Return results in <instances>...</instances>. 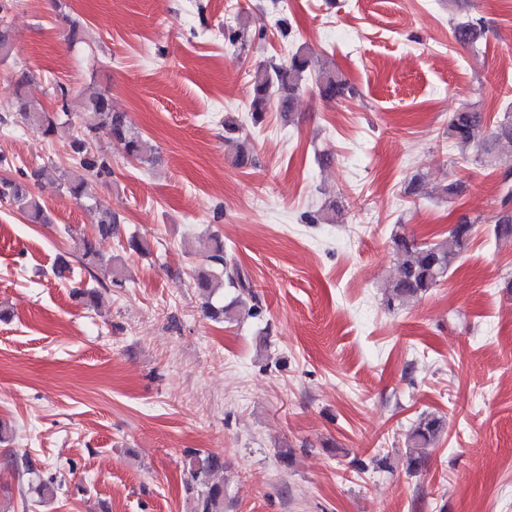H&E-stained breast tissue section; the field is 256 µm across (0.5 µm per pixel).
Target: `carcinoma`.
Instances as JSON below:
<instances>
[{
    "mask_svg": "<svg viewBox=\"0 0 512 512\" xmlns=\"http://www.w3.org/2000/svg\"><path fill=\"white\" fill-rule=\"evenodd\" d=\"M250 21L239 20L236 27L227 28L224 38L231 44L245 45ZM485 27L480 21L467 20L454 27V37L458 44L475 47L483 38ZM311 59L307 52L299 49L281 63L269 62L257 68L251 75L253 99L250 111L254 120H259L262 113L271 104H276L278 111H292L298 91L301 90L310 71ZM319 95L326 101L336 102L355 93V88L332 69H326L316 75ZM82 121L75 126L70 122L58 123L53 117L38 107L22 93H17L15 106L21 117L44 127V134L67 140L77 167L62 173L61 187L66 194L81 199L89 196L90 182H108L112 180V164L109 157L99 148L92 146L103 135L124 145L129 159L151 164L155 161L154 149L128 121L124 112L112 106V98L98 89L80 93ZM448 141L455 144L474 145L478 154L487 162L512 157V113L506 112L502 119L486 129L482 113L462 110L453 113L448 121ZM0 182V199L8 201L27 215L33 224H47L49 217L45 214L40 199L31 193L23 178ZM474 223L461 219L449 231L448 236L434 243L419 244L413 239L398 236L394 247L401 257L398 275L388 287L386 305L388 308L403 307L413 303L432 288L437 286L457 258L465 253L472 239ZM118 229L116 216L109 210L99 211L95 236L102 239L116 234ZM494 233L498 237H512V210L502 208L495 219ZM211 248L206 256V266L195 270L193 277L195 287L204 297V312L214 320L233 319L241 314L246 306L245 298L256 300L251 283L237 264L224 255V242L217 235L211 237ZM78 259L82 266L95 277L92 270L103 265L114 267V259H104L98 252L92 239L81 237L76 241ZM229 285L237 291V296L229 303L215 299L223 285ZM107 287L103 281L95 285H85L77 290V297L88 306H93L99 299L98 287ZM248 307V306H246ZM247 314H256V306L248 307ZM442 417L432 413L423 414L417 420L408 436L412 448L408 458V469L418 471L424 462L422 449L431 448L439 440L444 430ZM224 473V458L214 454L194 455L190 462L189 477L185 490L194 502V512H224V480L219 475ZM62 487V480L57 474L50 473L38 477V481L29 485L43 501L53 498Z\"/></svg>",
    "mask_w": 512,
    "mask_h": 512,
    "instance_id": "1",
    "label": "carcinoma"
}]
</instances>
